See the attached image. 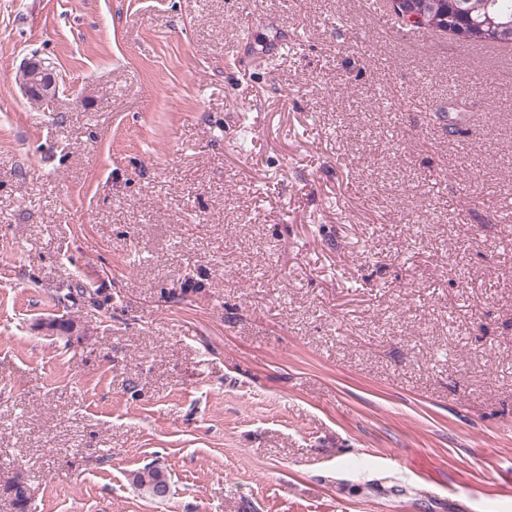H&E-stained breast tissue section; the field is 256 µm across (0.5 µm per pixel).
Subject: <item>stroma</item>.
Here are the masks:
<instances>
[{"label":"stroma","instance_id":"1","mask_svg":"<svg viewBox=\"0 0 512 512\" xmlns=\"http://www.w3.org/2000/svg\"><path fill=\"white\" fill-rule=\"evenodd\" d=\"M18 478L29 512H512V43L0 0V512ZM19 81L27 94L40 90L43 100L54 99L59 92L54 75L44 68L36 56L26 63L20 72ZM133 485L145 495L154 499H160L157 495V488L161 484H168V474L164 468L157 464H147L132 474Z\"/></svg>","mask_w":512,"mask_h":512}]
</instances>
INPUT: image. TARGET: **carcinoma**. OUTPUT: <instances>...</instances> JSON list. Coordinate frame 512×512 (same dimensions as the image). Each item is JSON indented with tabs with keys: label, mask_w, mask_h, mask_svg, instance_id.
<instances>
[{
	"label": "carcinoma",
	"mask_w": 512,
	"mask_h": 512,
	"mask_svg": "<svg viewBox=\"0 0 512 512\" xmlns=\"http://www.w3.org/2000/svg\"><path fill=\"white\" fill-rule=\"evenodd\" d=\"M425 14L419 26L449 32L461 41L477 42L483 37L472 29L492 19L497 23L512 22V0H408ZM133 485L151 498L157 488L169 483L168 474L157 464H147L132 474Z\"/></svg>",
	"instance_id": "cac0c4a2"
}]
</instances>
